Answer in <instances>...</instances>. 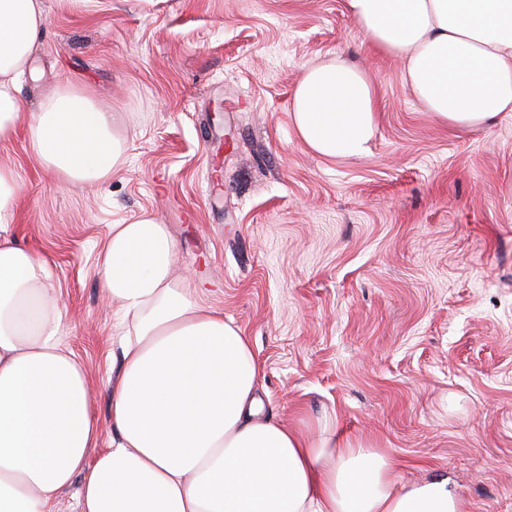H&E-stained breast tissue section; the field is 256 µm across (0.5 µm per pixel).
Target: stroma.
I'll use <instances>...</instances> for the list:
<instances>
[{"label": "stroma", "instance_id": "35a3bbf8", "mask_svg": "<svg viewBox=\"0 0 512 512\" xmlns=\"http://www.w3.org/2000/svg\"><path fill=\"white\" fill-rule=\"evenodd\" d=\"M26 114L67 81L126 141L102 184L60 181L26 122L10 236L48 269L86 366L99 447L120 348L96 273L112 225L169 226L179 272L248 338L266 418L372 441L400 475H448L470 512H512V115L441 124L399 61L363 45L345 0H42ZM365 67L379 127L363 157L295 136L304 69Z\"/></svg>", "mask_w": 512, "mask_h": 512}]
</instances>
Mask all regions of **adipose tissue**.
<instances>
[{"mask_svg":"<svg viewBox=\"0 0 512 512\" xmlns=\"http://www.w3.org/2000/svg\"><path fill=\"white\" fill-rule=\"evenodd\" d=\"M374 50L397 59L426 111L456 126L512 112V0H345ZM45 22L40 0H0V141L21 116L19 80ZM294 133L330 160L363 156L377 133L367 73L334 55L309 66ZM32 150L63 181H107L125 141L90 92L44 95ZM177 243L142 215L116 224L98 267L117 309L112 439L96 450L83 364L44 264L0 236V512H53L81 478L79 512H469L445 476L403 481L380 449L262 418L261 367L240 330L174 273Z\"/></svg>","mask_w":512,"mask_h":512,"instance_id":"adipose-tissue-1","label":"adipose tissue"}]
</instances>
